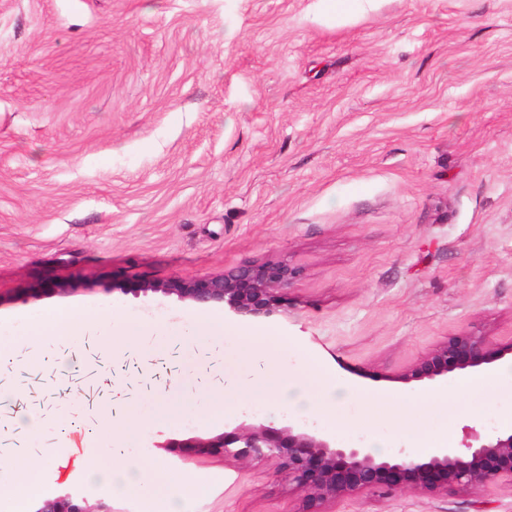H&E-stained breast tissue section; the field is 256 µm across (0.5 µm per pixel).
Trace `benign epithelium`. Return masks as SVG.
Segmentation results:
<instances>
[{
    "mask_svg": "<svg viewBox=\"0 0 512 512\" xmlns=\"http://www.w3.org/2000/svg\"><path fill=\"white\" fill-rule=\"evenodd\" d=\"M296 271L283 262L244 263L222 274L195 279L172 278L139 291L162 293L200 306L221 304L241 318H269L281 313L283 292ZM508 351H512V345ZM483 336L449 338L406 373L409 380L433 379L454 370L476 367L506 351ZM201 455L229 451L252 463L278 459L288 479L319 506L355 493H384L395 489L437 492L448 488H477L496 480L512 482V431L493 432L473 444L448 448L424 459L409 448L380 458L361 446L337 447L305 424L238 425L230 432L179 444ZM36 512H112L103 502L91 503L69 495L42 502Z\"/></svg>",
    "mask_w": 512,
    "mask_h": 512,
    "instance_id": "obj_1",
    "label": "benign epithelium"
}]
</instances>
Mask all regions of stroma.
<instances>
[{"instance_id":"stroma-1","label":"stroma","mask_w":512,"mask_h":512,"mask_svg":"<svg viewBox=\"0 0 512 512\" xmlns=\"http://www.w3.org/2000/svg\"><path fill=\"white\" fill-rule=\"evenodd\" d=\"M267 261L296 271L284 312L239 325L287 340L278 368L317 365L350 388L335 421L312 418L338 446L446 427L458 447L465 427L499 428L511 393L420 404L456 373L405 375L462 333L512 361V0H361L335 16L325 0H0V350L38 389L57 344L26 337L24 317L106 308L152 326L71 346L111 361L98 383L112 402L94 433L20 435L43 450L49 497L167 512L89 481L88 459L118 454L205 476L180 512H307L277 461L184 447L286 413L246 396L263 359L203 334L223 305L141 290ZM219 392L224 419L203 425ZM379 394L389 413L368 420ZM324 509L512 512V483Z\"/></svg>"}]
</instances>
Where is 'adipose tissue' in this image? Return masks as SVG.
<instances>
[{"mask_svg": "<svg viewBox=\"0 0 512 512\" xmlns=\"http://www.w3.org/2000/svg\"><path fill=\"white\" fill-rule=\"evenodd\" d=\"M112 320V313L104 309L54 308L30 317L25 329L30 335L54 336L70 345L79 342L91 324H108ZM205 328L221 335H237L243 351L263 354L270 361L279 357L287 347L286 341L273 331L240 332L220 317L208 319ZM245 391L250 399L273 401L276 409H287L301 416L317 413L329 420L347 396L348 387L321 369L309 368L283 377L263 373L252 376L245 383ZM17 471L19 476L13 484L0 488V512H26V505L42 492L31 463L19 465ZM87 471L91 478L110 484L113 495L162 497L168 512H178L177 503L184 492L190 490L199 494L205 489L202 477L192 476L177 483L157 465L125 462L105 466L92 461L88 463Z\"/></svg>", "mask_w": 512, "mask_h": 512, "instance_id": "1", "label": "adipose tissue"}]
</instances>
